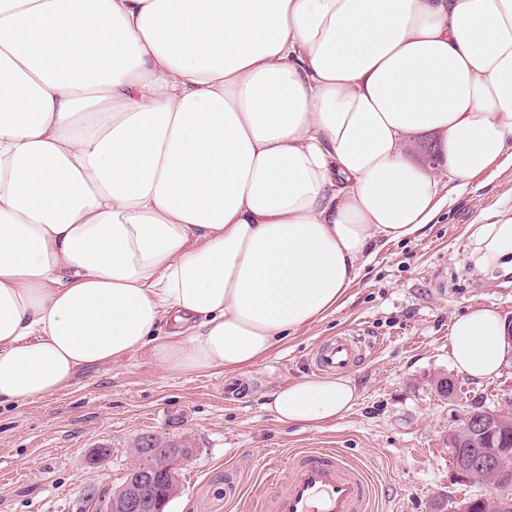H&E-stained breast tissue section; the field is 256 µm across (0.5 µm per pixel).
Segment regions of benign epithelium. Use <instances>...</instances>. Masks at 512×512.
<instances>
[{
    "label": "benign epithelium",
    "instance_id": "7a95c632",
    "mask_svg": "<svg viewBox=\"0 0 512 512\" xmlns=\"http://www.w3.org/2000/svg\"><path fill=\"white\" fill-rule=\"evenodd\" d=\"M503 413L478 414L471 409L463 411L460 426L448 438L452 477L457 483H483L492 486L495 493L482 499H462L448 506L443 496L435 497L434 512H481L483 503L491 500L498 512H512V469L504 461L512 457L508 448H494L482 454L461 456L456 449L469 441L473 435L487 436L501 429ZM136 461L126 473L125 480L115 493L104 498L103 512H163L170 500L165 496L153 499L152 489L158 475L168 477L173 493L180 491L175 482L176 472L185 461V456L175 448L159 454L157 448H137Z\"/></svg>",
    "mask_w": 512,
    "mask_h": 512
}]
</instances>
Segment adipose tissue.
<instances>
[{
  "mask_svg": "<svg viewBox=\"0 0 512 512\" xmlns=\"http://www.w3.org/2000/svg\"><path fill=\"white\" fill-rule=\"evenodd\" d=\"M434 135L444 175L414 163ZM512 162V0H0V404L145 355L243 374L326 313L373 248ZM470 256L512 273V217ZM495 306L451 324L497 375ZM306 377L266 406L323 425Z\"/></svg>",
  "mask_w": 512,
  "mask_h": 512,
  "instance_id": "obj_1",
  "label": "adipose tissue"
}]
</instances>
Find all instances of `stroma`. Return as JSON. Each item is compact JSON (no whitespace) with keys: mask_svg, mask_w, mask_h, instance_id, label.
Listing matches in <instances>:
<instances>
[{"mask_svg":"<svg viewBox=\"0 0 512 512\" xmlns=\"http://www.w3.org/2000/svg\"><path fill=\"white\" fill-rule=\"evenodd\" d=\"M512 210V163L498 162L452 196L419 236L391 242L367 259L336 312L277 345L225 402L223 372L171 374L143 357L81 372L43 400L0 407V512H85L89 487L118 488L138 439L186 443L179 496L167 512H251L268 455L296 449L344 450L367 465L378 487L375 512H432L448 499L488 493L451 476L445 439L463 410L512 412V362L474 381L448 359L453 319L496 305L512 320V276L477 273L468 260L476 224ZM358 331L375 342L351 369L359 398L329 425H285L264 407L277 387L311 373L314 347ZM445 375L456 402L438 396Z\"/></svg>","mask_w":512,"mask_h":512,"instance_id":"obj_1","label":"stroma"}]
</instances>
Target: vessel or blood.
I'll use <instances>...</instances> for the list:
<instances>
[{"label":"vessel or blood","mask_w":512,"mask_h":512,"mask_svg":"<svg viewBox=\"0 0 512 512\" xmlns=\"http://www.w3.org/2000/svg\"><path fill=\"white\" fill-rule=\"evenodd\" d=\"M361 337L339 336L317 346L311 368L320 376L356 367L367 357ZM273 492L261 496L255 512H374L375 485L367 466L339 448H306L291 461L268 458Z\"/></svg>","instance_id":"b4317fda"}]
</instances>
